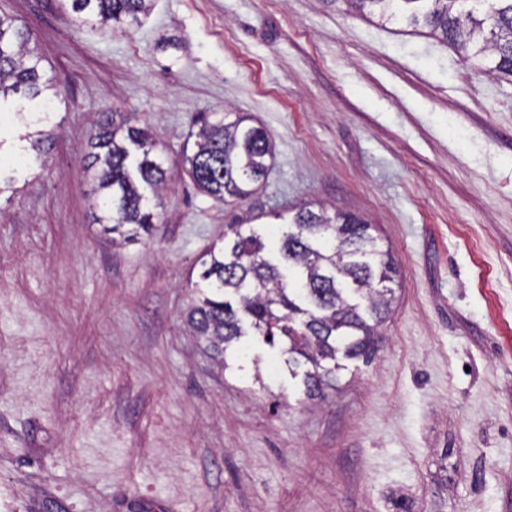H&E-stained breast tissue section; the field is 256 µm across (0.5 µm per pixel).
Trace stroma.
<instances>
[{"label":"stroma","instance_id":"1","mask_svg":"<svg viewBox=\"0 0 512 512\" xmlns=\"http://www.w3.org/2000/svg\"><path fill=\"white\" fill-rule=\"evenodd\" d=\"M60 90L0 195V512H512V82L345 0H155L125 32L0 0ZM248 115L267 182L224 204L180 164ZM172 160L153 237L113 244L82 160L103 116ZM376 224L396 300L371 360L309 401L278 349L220 367L185 323L247 212Z\"/></svg>","mask_w":512,"mask_h":512}]
</instances>
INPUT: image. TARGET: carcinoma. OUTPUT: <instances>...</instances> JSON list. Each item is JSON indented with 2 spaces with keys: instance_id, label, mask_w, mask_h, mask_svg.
Returning a JSON list of instances; mask_svg holds the SVG:
<instances>
[{
  "instance_id": "cac0c4a2",
  "label": "carcinoma",
  "mask_w": 512,
  "mask_h": 512,
  "mask_svg": "<svg viewBox=\"0 0 512 512\" xmlns=\"http://www.w3.org/2000/svg\"><path fill=\"white\" fill-rule=\"evenodd\" d=\"M153 0H59L62 9L87 25L111 33L139 25ZM378 22L399 21L456 47L489 75L512 81V0H489L490 10L464 7L465 0H347ZM31 34L16 18L0 14V112L23 124L48 120V105L60 91L42 67ZM89 170L99 197L98 223L122 239L153 230L160 192L169 180L166 159L146 128L105 121L90 142ZM182 165L208 196L245 200L265 184L274 146L261 127L230 112L204 119L193 150ZM277 239L244 219L227 225L232 237L202 260L200 281L186 323L214 360L247 350L253 336L274 344L291 377H301L306 398H320L335 386L342 369L337 355L369 359L377 349V328L394 300L397 268L373 225L349 214L328 215L308 204L294 209Z\"/></svg>"
}]
</instances>
